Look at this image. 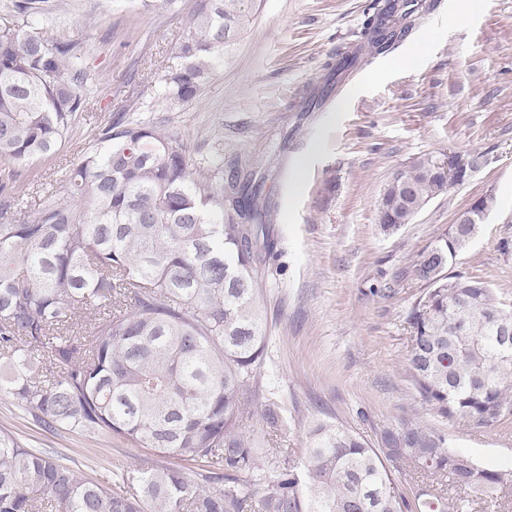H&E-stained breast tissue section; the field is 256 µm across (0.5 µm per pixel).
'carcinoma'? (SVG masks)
<instances>
[{"label": "carcinoma", "instance_id": "obj_1", "mask_svg": "<svg viewBox=\"0 0 512 512\" xmlns=\"http://www.w3.org/2000/svg\"><path fill=\"white\" fill-rule=\"evenodd\" d=\"M13 7L0 24V164L53 153L93 101L79 43L44 37L31 0ZM250 10L202 0L177 43L180 64L159 77L168 105L198 98ZM409 14L406 0H387L367 22L370 47L386 51ZM401 173L405 224L455 186L419 160ZM62 193L0 223V393L48 429L173 462L138 464L111 489L0 428V512H472L473 493L512 496V469L485 468L426 426L385 429L374 446L323 421L300 454L242 430L267 340L258 273L271 212L259 186L235 177L228 195L223 164H196L161 124L119 119L78 154ZM396 200L388 181L377 206L386 235L401 228L390 223ZM479 229L452 224L414 259L426 288L407 316L406 367L440 416L492 429L512 417V306L448 273ZM260 417L270 437L288 429L272 392ZM244 474L269 480L262 496Z\"/></svg>", "mask_w": 512, "mask_h": 512}]
</instances>
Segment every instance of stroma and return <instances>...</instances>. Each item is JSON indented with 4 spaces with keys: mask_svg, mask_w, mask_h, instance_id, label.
I'll return each instance as SVG.
<instances>
[{
    "mask_svg": "<svg viewBox=\"0 0 512 512\" xmlns=\"http://www.w3.org/2000/svg\"><path fill=\"white\" fill-rule=\"evenodd\" d=\"M40 2L44 34L79 42L95 106L52 156L0 167V179L24 185L0 221L37 208L109 116L161 123L197 160L223 158L225 175L264 179L271 194L261 381L290 420L282 447L304 448L313 423L328 416L372 444L383 429L416 423L484 467H512V420L453 424L421 400L406 368V317L424 289L412 260L484 196L495 207L452 269L512 304V0H435L380 54L363 33L374 0H255L212 80L177 107L163 102L158 78L176 66L199 0L140 15L112 0ZM357 50L360 64L336 73ZM326 85L322 106L305 111ZM476 151L488 162L467 183L430 200L398 234L379 233L380 190L395 172L424 155ZM373 286L392 294L370 296ZM1 427L113 488L123 470L154 457L113 438L49 430L0 394Z\"/></svg>",
    "mask_w": 512,
    "mask_h": 512,
    "instance_id": "35a3bbf8",
    "label": "stroma"
}]
</instances>
